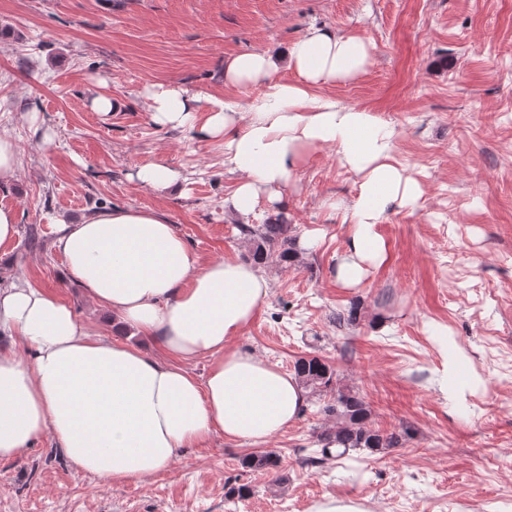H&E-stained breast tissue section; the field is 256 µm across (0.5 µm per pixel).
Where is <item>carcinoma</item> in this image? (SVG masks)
Listing matches in <instances>:
<instances>
[{
  "label": "carcinoma",
  "mask_w": 512,
  "mask_h": 512,
  "mask_svg": "<svg viewBox=\"0 0 512 512\" xmlns=\"http://www.w3.org/2000/svg\"><path fill=\"white\" fill-rule=\"evenodd\" d=\"M240 230L248 236L250 257L257 263L272 255L289 264L299 258L297 236L293 234L292 225L280 214L270 215L255 224H242ZM294 372L311 394H334L333 403L320 409L334 418L320 436L323 452H333L341 459L351 450L361 449L372 455L401 444L402 434L387 433L370 424L371 412L365 401L353 391L340 387L336 371L322 359L302 357L295 362ZM332 443L337 444L338 449L331 450Z\"/></svg>",
  "instance_id": "cac0c4a2"
}]
</instances>
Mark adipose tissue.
<instances>
[{"label": "adipose tissue", "mask_w": 512, "mask_h": 512, "mask_svg": "<svg viewBox=\"0 0 512 512\" xmlns=\"http://www.w3.org/2000/svg\"><path fill=\"white\" fill-rule=\"evenodd\" d=\"M284 56L298 81L276 80V62L264 51L226 59L225 85L262 92L243 106L212 99L203 121L202 93L157 85L146 97L158 125L223 147L225 166L240 176L224 207L244 222L259 199L279 202L308 151L334 148L359 179L336 270L353 288L366 264L385 256L376 224L393 209L413 207L420 185L394 163L386 123L313 94L366 71L371 55L363 37L313 25ZM54 224L66 275L165 356L100 337L50 290L21 278L1 282L0 335L11 343L0 346V460L48 434L79 471L138 481L212 437L262 444L302 415L308 394L294 374L228 346L269 297L258 266L238 258L201 263L152 209L115 205L78 222L60 215ZM202 356L209 364L200 379L186 364Z\"/></svg>", "instance_id": "obj_1"}]
</instances>
